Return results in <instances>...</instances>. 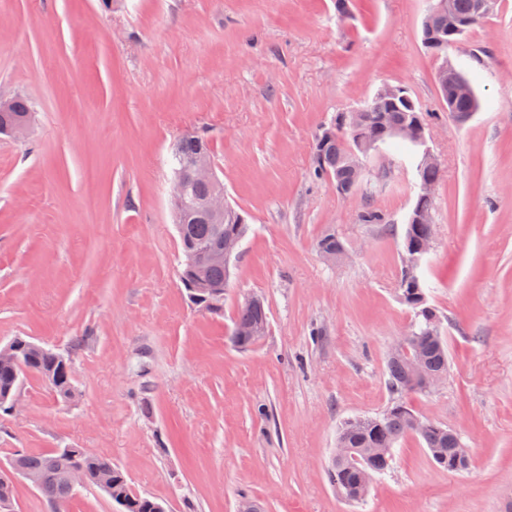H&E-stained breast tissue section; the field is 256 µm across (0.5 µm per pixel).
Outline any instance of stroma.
<instances>
[{
    "label": "stroma",
    "instance_id": "obj_1",
    "mask_svg": "<svg viewBox=\"0 0 512 512\" xmlns=\"http://www.w3.org/2000/svg\"><path fill=\"white\" fill-rule=\"evenodd\" d=\"M0 0V101L33 105L29 136H0V346L23 337L69 359L77 398L25 375L0 410V464L17 451L108 458L166 512H504L512 502V0L449 48L480 98L465 121L424 47L428 0ZM386 84L426 114L436 188L421 265L448 338V378L408 395L459 431L462 473L417 438L363 503L327 473L343 420L391 398L385 362L412 323L399 299L417 195L412 158L369 153L352 195L313 175L312 144ZM207 138L251 230L221 312L179 279L172 151ZM383 216L365 224L364 209ZM335 234L350 251L325 261ZM261 296L254 348L228 338Z\"/></svg>",
    "mask_w": 512,
    "mask_h": 512
}]
</instances>
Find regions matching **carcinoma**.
I'll use <instances>...</instances> for the list:
<instances>
[{
    "label": "carcinoma",
    "mask_w": 512,
    "mask_h": 512,
    "mask_svg": "<svg viewBox=\"0 0 512 512\" xmlns=\"http://www.w3.org/2000/svg\"><path fill=\"white\" fill-rule=\"evenodd\" d=\"M448 9L439 18V25L448 31V40L455 38L454 28L467 22L465 32H470L487 18L474 17L475 0H447ZM29 102L21 97L8 101L7 109L0 112V134L11 135L14 128L31 120ZM354 144L351 135H341L326 146L321 154L313 156V174L318 179H336L347 175L344 169L345 157ZM210 152L208 143L198 135L188 133L182 136L174 146L175 174H187L186 164L201 153ZM212 187L203 183H189L185 197L188 208H197L209 195ZM238 232L246 236L249 231L247 213L235 208L224 215V223L215 224L197 214L190 215L179 232L181 246L200 242H215L221 233ZM401 292L407 294V305H420L427 300L423 282L419 275L407 278L406 268H401ZM268 322L264 300L249 307L241 305L233 318L230 342L239 350L247 351L260 340V337L247 335L243 330L257 329ZM430 325L428 314L422 312L415 317V326L410 329L419 338L421 369L426 375L446 373L448 364V341L446 336L427 335ZM17 361L0 363V409H8L14 400L21 375L30 373L41 378L56 396L69 400L74 396L71 369L53 357V351L30 355L25 350L16 352ZM414 365L406 358H387L386 372L388 390L393 395L391 407L375 416H360L344 421L337 432L336 444L362 451L359 460L347 463L336 457L328 472L329 482L336 496L348 503H357L366 498L370 487L361 482L360 470L368 469L375 474H384L394 466V459H385L372 454L374 448H393L407 436L418 438L425 448L431 462L443 471L459 473L465 468L456 466L451 448L455 439L448 433V427L432 422L420 415L404 397L408 394H422L424 390L413 387L417 376ZM18 466L29 471H45L47 477L39 492L52 506L53 512H66L71 492L67 487L65 475L74 465L83 467L89 481H94L102 469L110 471V485L104 492L112 500L123 499L124 512H156L162 507L157 498L134 492L129 484L126 472L112 464L108 459L87 454L81 448H57L49 452H16L7 460V467Z\"/></svg>",
    "instance_id": "cac0c4a2"
}]
</instances>
